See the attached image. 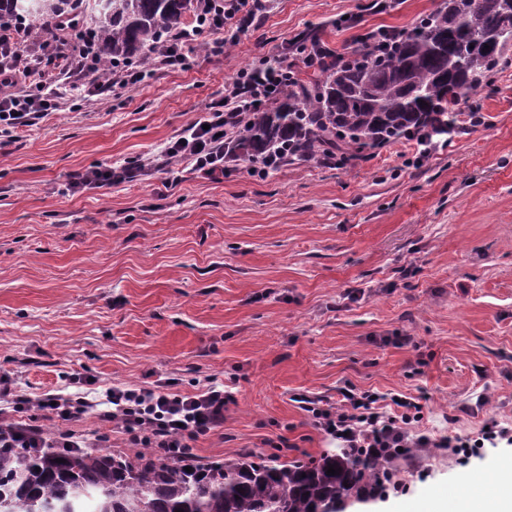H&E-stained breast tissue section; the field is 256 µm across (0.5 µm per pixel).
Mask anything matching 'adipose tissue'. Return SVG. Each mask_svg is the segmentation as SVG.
Returning <instances> with one entry per match:
<instances>
[{"instance_id": "adipose-tissue-1", "label": "adipose tissue", "mask_w": 512, "mask_h": 512, "mask_svg": "<svg viewBox=\"0 0 512 512\" xmlns=\"http://www.w3.org/2000/svg\"><path fill=\"white\" fill-rule=\"evenodd\" d=\"M422 512H512V472L497 481L479 483L453 500L444 493L433 494Z\"/></svg>"}]
</instances>
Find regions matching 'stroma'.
<instances>
[{
	"label": "stroma",
	"mask_w": 512,
	"mask_h": 512,
	"mask_svg": "<svg viewBox=\"0 0 512 512\" xmlns=\"http://www.w3.org/2000/svg\"><path fill=\"white\" fill-rule=\"evenodd\" d=\"M368 2L268 0L224 57L67 98L19 138L0 136V373L34 396L77 373L99 390L216 381L235 401L196 444L205 464L282 440L291 458L336 449L298 398L332 402L347 382L426 395L422 426L436 436H474L491 418L512 427V67L457 107L448 145L421 162L403 139L338 167L258 177L229 159L219 181L60 193L75 171L156 152L240 69L303 70L308 28L342 52L439 0ZM511 466L504 443L468 458L426 448L399 462L397 490L348 512H411Z\"/></svg>",
	"instance_id": "stroma-1"
}]
</instances>
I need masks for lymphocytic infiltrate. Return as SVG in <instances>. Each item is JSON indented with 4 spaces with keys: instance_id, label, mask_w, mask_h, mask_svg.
I'll return each mask as SVG.
<instances>
[{
    "instance_id": "f902f5d3",
    "label": "lymphocytic infiltrate",
    "mask_w": 512,
    "mask_h": 512,
    "mask_svg": "<svg viewBox=\"0 0 512 512\" xmlns=\"http://www.w3.org/2000/svg\"><path fill=\"white\" fill-rule=\"evenodd\" d=\"M260 5L261 0H203L199 15L188 28L167 33L153 46L156 66L188 68L200 51L222 56L255 21ZM69 39L65 33L35 41L23 24L10 33L0 31L1 135L12 136L58 111L62 87L79 74H91L88 93L92 96L105 87L137 88L151 75L133 61H120L102 71L95 52L66 51ZM292 76L291 67L265 61L241 69L225 85L223 100L211 104L167 141L158 158L75 172L66 184V193L117 185L157 172L163 174V184L169 188L181 182L178 167L182 164L205 178L223 173L225 139L240 128L247 113L276 99ZM178 385L177 379L169 378L149 387L115 386L92 398L62 389L33 396L9 375H1L0 403H6L10 412L0 417V448L85 447V440L71 431L47 432L39 422L40 412L47 410L65 423L95 418L122 434L130 448H148L174 462L194 459L195 442L223 425L233 397L213 381L193 393L180 392ZM339 394L333 403L308 396L300 402L316 427L340 447L356 453L373 452L388 460L396 448L459 452L467 446L459 437H436L422 429L424 396L403 394L389 407L385 395L370 390L347 385Z\"/></svg>"
}]
</instances>
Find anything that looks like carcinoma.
I'll list each match as a JSON object with an SVG mask.
<instances>
[{"mask_svg":"<svg viewBox=\"0 0 512 512\" xmlns=\"http://www.w3.org/2000/svg\"><path fill=\"white\" fill-rule=\"evenodd\" d=\"M198 9L199 0H0V26L27 20L41 39L62 21L88 33L108 64L144 60ZM511 48L507 0H441L384 43L365 33L344 53L323 50L307 78L249 113L224 152L252 163L275 154L290 164L350 162L412 135L446 134L454 107L512 64ZM331 465L337 474H326ZM395 474L390 462L343 448L312 460L248 453L210 464L108 448H0V512H342L383 494Z\"/></svg>","mask_w":512,"mask_h":512,"instance_id":"obj_1","label":"carcinoma"}]
</instances>
